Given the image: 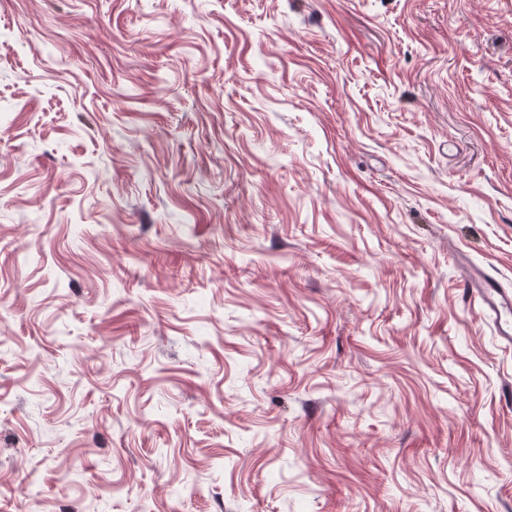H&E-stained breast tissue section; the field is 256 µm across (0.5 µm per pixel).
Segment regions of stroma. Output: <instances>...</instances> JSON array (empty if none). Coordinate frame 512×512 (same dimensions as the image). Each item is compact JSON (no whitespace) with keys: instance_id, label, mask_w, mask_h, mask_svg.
<instances>
[{"instance_id":"35a3bbf8","label":"stroma","mask_w":512,"mask_h":512,"mask_svg":"<svg viewBox=\"0 0 512 512\" xmlns=\"http://www.w3.org/2000/svg\"><path fill=\"white\" fill-rule=\"evenodd\" d=\"M512 0H0V512H512ZM470 296L481 300L484 314L494 313L497 333L509 345L512 344V292L499 288L497 282L477 267L471 266L465 279Z\"/></svg>"}]
</instances>
